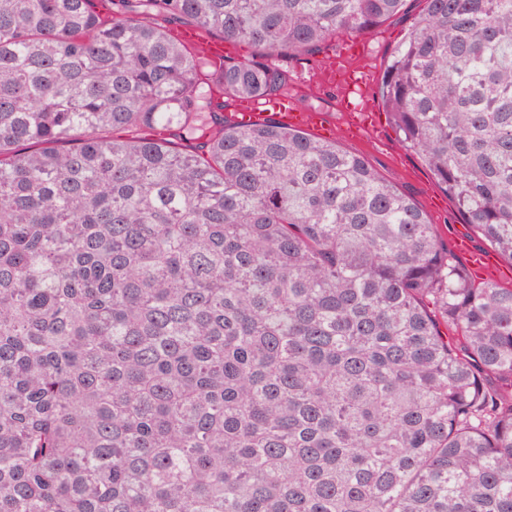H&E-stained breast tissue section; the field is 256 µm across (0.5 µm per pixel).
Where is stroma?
Listing matches in <instances>:
<instances>
[{
    "label": "stroma",
    "instance_id": "35a3bbf8",
    "mask_svg": "<svg viewBox=\"0 0 512 512\" xmlns=\"http://www.w3.org/2000/svg\"><path fill=\"white\" fill-rule=\"evenodd\" d=\"M422 8L420 0H409L407 14L392 18L382 25L366 31L369 50L359 59L361 68L381 76L387 61L401 40L410 15ZM328 49L300 61L289 62L291 86L290 97L304 106L321 110L336 128L335 141L344 151L365 157L379 176L394 184L399 191L409 196L435 224L440 238L447 244H455L458 238H466L472 248L490 251L491 246L475 225L465 223L453 202L445 195L437 180L417 154L409 150L393 126L388 113L381 112V128L374 136L361 139L345 135L350 121L348 113L339 111V90L318 80L324 68Z\"/></svg>",
    "mask_w": 512,
    "mask_h": 512
}]
</instances>
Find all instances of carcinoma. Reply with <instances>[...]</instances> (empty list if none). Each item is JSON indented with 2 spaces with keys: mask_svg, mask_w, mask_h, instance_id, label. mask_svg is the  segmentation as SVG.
I'll use <instances>...</instances> for the list:
<instances>
[{
  "mask_svg": "<svg viewBox=\"0 0 512 512\" xmlns=\"http://www.w3.org/2000/svg\"><path fill=\"white\" fill-rule=\"evenodd\" d=\"M405 2L0 0V512H512V288L224 114ZM421 2L382 103L512 263V0ZM193 26L192 24L180 23L171 32V37L177 43L184 46H198L202 48L215 64H220L224 58H235L236 53L231 44H224V41L212 40L208 32L202 27L180 28Z\"/></svg>",
  "mask_w": 512,
  "mask_h": 512,
  "instance_id": "obj_1",
  "label": "carcinoma"
}]
</instances>
